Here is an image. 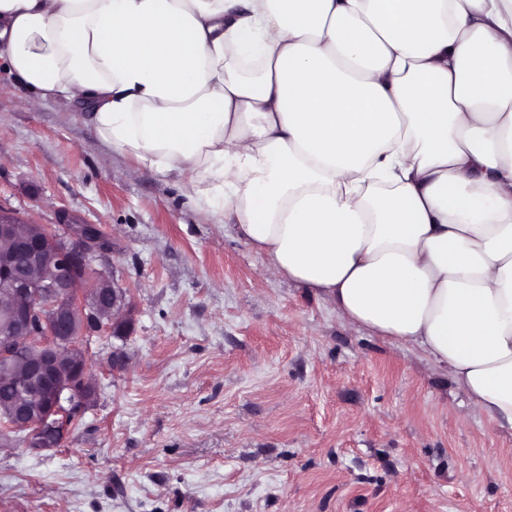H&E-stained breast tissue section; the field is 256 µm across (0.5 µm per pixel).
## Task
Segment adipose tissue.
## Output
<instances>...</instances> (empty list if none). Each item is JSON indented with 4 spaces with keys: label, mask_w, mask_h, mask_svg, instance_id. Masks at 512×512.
<instances>
[{
    "label": "adipose tissue",
    "mask_w": 512,
    "mask_h": 512,
    "mask_svg": "<svg viewBox=\"0 0 512 512\" xmlns=\"http://www.w3.org/2000/svg\"><path fill=\"white\" fill-rule=\"evenodd\" d=\"M0 60L512 431V0H0Z\"/></svg>",
    "instance_id": "adipose-tissue-1"
}]
</instances>
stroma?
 I'll return each mask as SVG.
<instances>
[{
  "label": "stroma",
  "mask_w": 512,
  "mask_h": 512,
  "mask_svg": "<svg viewBox=\"0 0 512 512\" xmlns=\"http://www.w3.org/2000/svg\"><path fill=\"white\" fill-rule=\"evenodd\" d=\"M108 154L86 105L0 63V207L98 225L92 272L127 289L124 370L64 442L0 446V512H512V433L417 350L274 274L231 222Z\"/></svg>",
  "instance_id": "35a3bbf8"
}]
</instances>
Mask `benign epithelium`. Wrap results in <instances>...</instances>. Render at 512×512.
<instances>
[{
	"instance_id": "1",
	"label": "benign epithelium",
	"mask_w": 512,
	"mask_h": 512,
	"mask_svg": "<svg viewBox=\"0 0 512 512\" xmlns=\"http://www.w3.org/2000/svg\"><path fill=\"white\" fill-rule=\"evenodd\" d=\"M0 209V239L24 255L21 265L0 256V358H22L23 372L13 378L17 397L33 395L37 404H12L0 428L22 434L32 450L59 446L70 422L89 407L94 386L80 339L100 324L118 339L127 335L132 303L127 292L100 275L89 294L79 292L96 255L107 244L94 224L63 225L58 233L45 224H27ZM110 296L107 316L97 310L98 296Z\"/></svg>"
}]
</instances>
